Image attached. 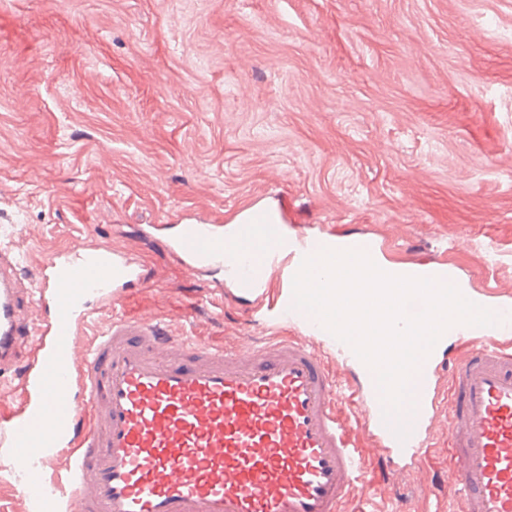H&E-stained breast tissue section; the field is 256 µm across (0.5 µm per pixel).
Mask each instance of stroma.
<instances>
[{"instance_id": "1", "label": "stroma", "mask_w": 512, "mask_h": 512, "mask_svg": "<svg viewBox=\"0 0 512 512\" xmlns=\"http://www.w3.org/2000/svg\"><path fill=\"white\" fill-rule=\"evenodd\" d=\"M285 224L446 252L512 295V0H0V226L32 274L76 236L132 246L144 282L78 334L155 315L209 346L267 333L147 235L182 215ZM423 512L455 485L392 487Z\"/></svg>"}]
</instances>
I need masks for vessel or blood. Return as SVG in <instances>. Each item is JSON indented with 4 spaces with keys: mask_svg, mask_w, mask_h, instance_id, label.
Instances as JSON below:
<instances>
[{
    "mask_svg": "<svg viewBox=\"0 0 512 512\" xmlns=\"http://www.w3.org/2000/svg\"><path fill=\"white\" fill-rule=\"evenodd\" d=\"M161 245L189 272H221L261 324L296 335L239 337L218 350L172 334L146 316L112 321L86 344L76 337L96 309L143 281L135 250L85 238L51 254L35 277L0 244V373L18 349L31 357L19 402L0 411V473L28 512H346L367 454L405 481V460L446 432L456 512H512V307L491 327L463 326L471 349L439 386L440 339L411 380L409 428L398 439L383 418L375 377L319 320L292 307L293 277L324 247L381 250L366 236L336 240L278 223L255 201L230 227L187 216ZM355 369L372 449L351 436L336 406L344 389L326 359ZM66 482L48 472L60 455Z\"/></svg>",
    "mask_w": 512,
    "mask_h": 512,
    "instance_id": "vessel-or-blood-1",
    "label": "vessel or blood"
}]
</instances>
